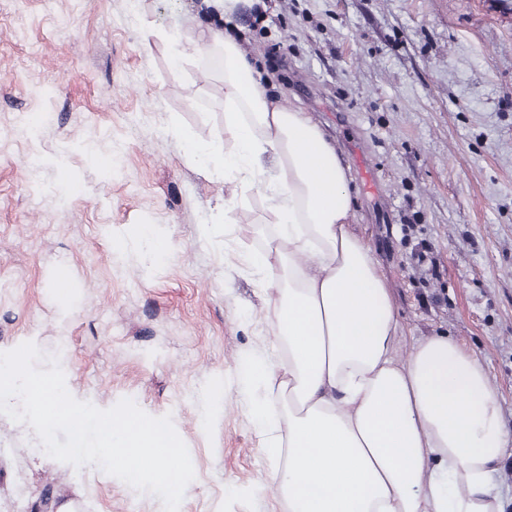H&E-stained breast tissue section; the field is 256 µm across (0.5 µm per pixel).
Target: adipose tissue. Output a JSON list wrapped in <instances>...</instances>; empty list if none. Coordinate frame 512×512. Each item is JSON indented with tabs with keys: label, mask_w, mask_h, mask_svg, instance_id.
<instances>
[{
	"label": "adipose tissue",
	"mask_w": 512,
	"mask_h": 512,
	"mask_svg": "<svg viewBox=\"0 0 512 512\" xmlns=\"http://www.w3.org/2000/svg\"><path fill=\"white\" fill-rule=\"evenodd\" d=\"M222 12L180 56L221 52L224 144L185 154L262 193L272 251L250 264L272 288V344L244 366L264 399L250 412L288 512H503L493 483L512 431L480 357L447 336L400 359V323L333 143L308 112L272 99L234 20L261 0H204Z\"/></svg>",
	"instance_id": "1"
}]
</instances>
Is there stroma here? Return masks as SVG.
I'll return each mask as SVG.
<instances>
[{
  "instance_id": "stroma-1",
  "label": "stroma",
  "mask_w": 512,
  "mask_h": 512,
  "mask_svg": "<svg viewBox=\"0 0 512 512\" xmlns=\"http://www.w3.org/2000/svg\"><path fill=\"white\" fill-rule=\"evenodd\" d=\"M242 13L272 97L333 138L401 326L399 356L446 335L478 353L512 428V0H267ZM203 0H0V351L67 345L71 395L170 416L195 478L179 512H288L239 395L246 357H276L248 259L270 229L250 191L189 160L224 137L218 78L167 35L217 28ZM48 115L29 138L11 129ZM181 134H174L172 122ZM376 162L366 194L346 144ZM41 165L28 177L29 154ZM425 252L426 262L415 260ZM0 414V512L49 498L163 512L96 467L60 462Z\"/></svg>"
}]
</instances>
